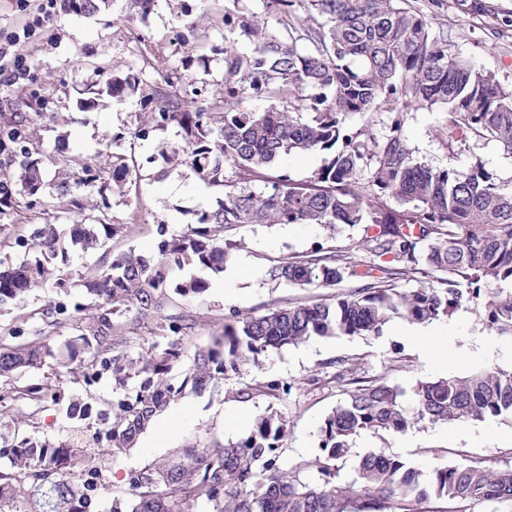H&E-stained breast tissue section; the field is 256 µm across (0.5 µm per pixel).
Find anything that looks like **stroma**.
<instances>
[{"label":"stroma","instance_id":"obj_1","mask_svg":"<svg viewBox=\"0 0 512 512\" xmlns=\"http://www.w3.org/2000/svg\"><path fill=\"white\" fill-rule=\"evenodd\" d=\"M486 3L492 8L491 14L473 17L455 8L453 0H408L409 6L425 13L434 27L447 31L453 51L471 57L503 86L512 88V30L502 23L503 18H512V0ZM223 8L224 0H155L145 14L138 0H111L106 10L95 15L59 13L40 37L24 47L32 80L0 83V114H32L46 152L55 153L62 140L68 151L92 158L101 150L104 135L121 131L125 137L115 144V151L134 156L139 165V178L125 198L104 200L89 187L82 192L86 208L79 213L67 210L66 200H59L63 209L60 223L87 220L103 204L110 220L132 229L129 237L108 243L106 250L70 252L68 268L72 272L91 273L108 251L117 253L132 247L146 255L155 254L158 226H165L167 234H179L196 221L200 211L216 209L218 193L200 182L189 168L163 174L161 162L153 158V141L128 137V129L138 121L140 93L104 96L85 111L79 109L78 102L89 90L104 87L113 75L135 74L149 81L157 71L171 68L181 73L183 89L221 90L225 32L223 27L213 26L212 19ZM189 18L197 22L194 53L204 57L201 65L187 62L181 43ZM52 112L65 115L66 125L50 121ZM447 125L448 115L441 110L414 109L406 114L405 134L419 156L432 165L464 169L475 153L501 181L512 182V156L497 141H480L471 154L452 153L442 140ZM232 236L239 242L230 263L239 274L235 300L225 301L223 280L213 276L202 296L164 310L165 315H189L196 322L191 335L182 341V364L190 363L197 347L222 334L224 317L230 310L258 314L277 306L331 301L355 286L353 280L346 279L334 288L278 287L267 280L266 272L273 265L313 254L319 248L344 249L361 238V226L342 225L333 231L321 224H248L233 230ZM125 323V333L131 338L126 348L129 356L154 346L165 347L169 342L159 319L143 321L131 313ZM476 323L475 312L467 306L451 318L437 321V328L447 339L439 362L423 356L414 341L400 335L404 325L400 319L393 320L379 337L315 336L270 353L260 367L171 401L154 426L141 435L137 448L117 460H106L108 479L113 490H126L130 475L146 464L192 443L203 446L236 439L271 406L284 413L289 422L280 462L283 468H291L316 452L326 414L346 398V383L336 379V360H347L357 377L379 378L406 389L447 371L466 373L490 365L512 366V336L481 331ZM266 380L289 382L292 389L279 397L237 399V390ZM370 451L398 456L428 473L472 460L504 468L512 465V420L488 417L425 425L384 437L363 433L354 439L351 453L340 461L337 483L350 484L360 456Z\"/></svg>","mask_w":512,"mask_h":512}]
</instances>
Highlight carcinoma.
I'll list each match as a JSON object with an SVG mask.
<instances>
[{"label": "carcinoma", "mask_w": 512, "mask_h": 512, "mask_svg": "<svg viewBox=\"0 0 512 512\" xmlns=\"http://www.w3.org/2000/svg\"><path fill=\"white\" fill-rule=\"evenodd\" d=\"M70 14L90 15L108 0H63ZM227 0L217 23L251 45H224V86L218 93L182 92L178 77L159 73L160 84L142 93L145 111L129 132L154 138L157 157L171 170L189 167L211 187L224 189L217 209L166 236L158 226L157 253L135 249L104 259L91 277L65 270L68 250L102 248L125 238L126 224L108 222L105 211L90 224H59L58 206L46 193L45 164L58 166V196L83 207L80 193L98 185L124 198L135 159L100 152L46 154L26 114L0 123V218L22 210L44 216L31 236L13 233L0 251V407L25 409L33 427L41 413L60 404L52 372L23 380L46 358L89 390L109 373L123 387L140 379L135 395L116 396L95 407L78 395L67 417L73 434L53 445L0 431V512H90L109 489L103 459L128 452L138 436L175 397L227 380L261 358L313 336H380L394 317L432 323L464 302L483 299L482 329L512 333V183L500 181L474 157L464 171L436 167L419 157L404 134L410 108L448 113L447 148L470 139H494L512 154V89L470 59L451 51L448 33L437 30L406 0H261L263 15ZM274 24H268V20ZM134 76H114L105 92L119 98L139 87ZM276 100L277 107L243 110L247 98ZM367 118L354 129L352 115ZM380 117L381 135L371 132ZM177 127L182 143L156 138ZM293 152H324L325 163L309 180L296 182L268 171ZM263 183L256 190L252 184ZM246 224H360L362 238L339 252L321 250L267 271L277 285L333 288L350 277L358 286L333 302L272 308L262 314L234 310L213 345L195 350L174 375L183 337L192 329L177 317L165 328L167 347L133 358L125 351L123 318L134 311L150 319L166 307L202 295L207 280L172 277L192 268L215 275L238 247L226 233ZM365 251L367 255L358 256ZM443 274L439 286L430 275ZM410 278L417 287H398ZM51 286L56 297L27 307L29 293ZM82 288L88 303L71 300ZM71 329L53 352L50 339ZM354 388L324 418L319 452L285 470L280 449L288 421L274 407L258 416L238 439L198 448H175L132 474L129 489L114 493L109 512H435L433 503L457 512L465 503L512 502V466L480 463L445 466L431 473L383 452L364 455L354 484H336L338 462L353 439L371 431L405 433L420 425L512 419V367L487 366L421 381L413 393L383 380L346 378ZM290 384L259 381L237 393L275 396ZM314 474L317 482L308 476Z\"/></svg>", "instance_id": "obj_1"}]
</instances>
